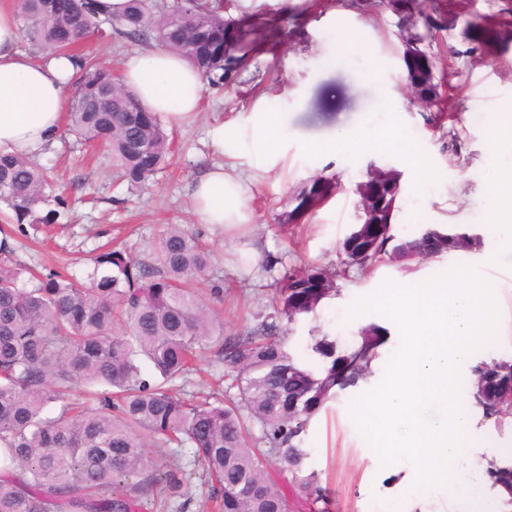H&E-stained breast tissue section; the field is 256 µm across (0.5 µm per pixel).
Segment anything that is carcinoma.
Returning a JSON list of instances; mask_svg holds the SVG:
<instances>
[{
    "label": "carcinoma",
    "mask_w": 512,
    "mask_h": 512,
    "mask_svg": "<svg viewBox=\"0 0 512 512\" xmlns=\"http://www.w3.org/2000/svg\"><path fill=\"white\" fill-rule=\"evenodd\" d=\"M31 42L76 60L68 131L88 144L104 143L112 166L130 185L153 177L165 163L170 138L160 117L135 111L140 101L99 60L80 51L91 34L102 42L172 49L217 88L230 78V51L215 60L195 54L197 40L224 29L218 9L203 0H128L119 16L99 20L91 0H19L16 12ZM425 50L406 61L419 93L434 96ZM115 85L113 95L101 90ZM383 214H358L342 243L346 262L329 272L290 271L272 310L248 330L224 332L214 309L197 293L213 255L181 224H169L134 259L108 248L79 279L12 261L0 244V512H152L162 496L196 498L191 474L177 461L160 468L151 448L186 449L202 470L219 512H290L277 464L297 493L328 503L319 474L309 469L304 436L312 418L338 392L370 374L386 330L374 323L344 351L328 335L309 349L321 368L304 365L285 348L284 323L314 312L338 294L347 269L378 262L409 264L430 236L452 252H476L478 233L429 225L398 238L393 222L400 191L373 185ZM325 194L315 180L298 194L297 214ZM0 203L16 224H57L64 199L47 172L23 154H0ZM44 215H37L41 207ZM209 351L230 369L227 391L180 399L165 384L192 372ZM158 376L142 378L139 362ZM483 417L500 426L512 418V361L482 360L473 369ZM235 393H230V390Z\"/></svg>",
    "instance_id": "obj_1"
}]
</instances>
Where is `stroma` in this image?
Wrapping results in <instances>:
<instances>
[{
    "label": "stroma",
    "mask_w": 512,
    "mask_h": 512,
    "mask_svg": "<svg viewBox=\"0 0 512 512\" xmlns=\"http://www.w3.org/2000/svg\"><path fill=\"white\" fill-rule=\"evenodd\" d=\"M416 2L412 15L421 32L429 19L451 11L458 15L454 28L431 31L423 44L441 80L443 98L437 107L423 106L411 94L402 26L390 11L366 9L360 0L346 7L337 0H223L224 36L239 59L237 75L223 92L204 89L190 124L167 125L172 145L165 170L153 181L128 186L119 182L106 146L88 147L59 134L34 159L53 169L64 192L66 216L38 244L20 234L0 211L14 260L36 268L65 266L81 276L102 247L117 245L139 258L166 225L181 224L199 234L214 253L207 279L223 286L224 304L217 313L225 331L236 332L265 310L278 279L289 269L340 267V244L358 221L356 185L369 165L388 166L401 175L397 236H411L429 224H466L484 234L487 218L482 206L491 167L486 131L512 112V0ZM345 27L358 29L360 48L338 66V36ZM82 50L120 77L129 58L142 48L120 38L103 43L92 35ZM367 59L378 68L372 84L359 77ZM386 98L397 107L393 120L426 151L436 171L423 190H416L398 148L328 157L305 149L308 140L356 125ZM258 112L280 113L287 127L283 152L271 166L252 146L249 125ZM218 120L228 132L220 151L208 136ZM226 151L238 168L255 173L256 179L245 202L249 224L220 232L199 223L190 187ZM320 178L334 183V191L299 220H291L298 193ZM483 246L497 251L493 267L484 266L481 254L452 252L417 269L434 277L466 266L486 280L499 309L498 334L477 356L512 360V249L496 248L488 238ZM268 254L278 257V264L266 266ZM405 274L390 263L351 268L338 281V295L288 325L289 352L312 361L307 345L315 330L335 338L338 348L353 346L360 329L375 317L367 312L349 318V308L360 296L373 294L385 281L400 282ZM386 328L371 374L360 386L329 401L304 437L308 465L319 472L331 495L329 512H372L390 500L399 501L402 512H501L505 497L490 486L484 471L491 462L512 465V422L499 427L475 415L471 452L455 463L460 488L452 497L436 486L418 489L406 461L385 466L367 453L368 442L350 406L379 384L399 347L395 324L387 323Z\"/></svg>",
    "instance_id": "1"
}]
</instances>
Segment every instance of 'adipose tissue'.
<instances>
[{"label": "adipose tissue", "instance_id": "obj_1", "mask_svg": "<svg viewBox=\"0 0 512 512\" xmlns=\"http://www.w3.org/2000/svg\"><path fill=\"white\" fill-rule=\"evenodd\" d=\"M19 37L10 0H0V152L31 154L58 136L77 67L75 60L62 55L33 61L19 50ZM124 82L144 106L170 123H187L197 113L202 77L174 52L157 49L134 57L127 65ZM487 141L497 166L486 189V214L498 247L511 248L512 120L492 127ZM395 144L401 145L417 186L433 179L434 168L416 144L406 142L399 127L380 125L370 118L331 137L309 142L306 148L313 155L330 156L343 150H373ZM248 193V177L231 163L211 166L191 187L199 222L219 231L249 222L250 215L242 205Z\"/></svg>", "mask_w": 512, "mask_h": 512}]
</instances>
